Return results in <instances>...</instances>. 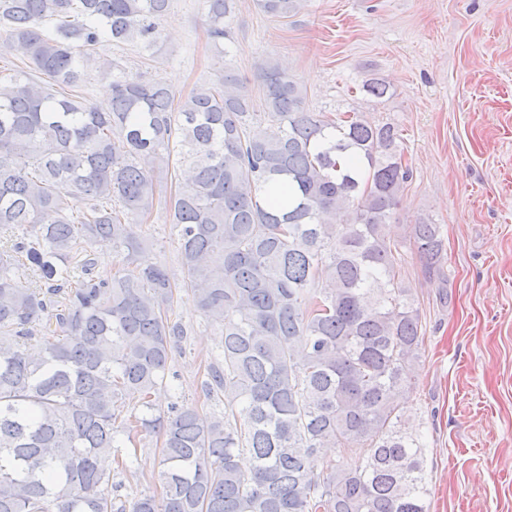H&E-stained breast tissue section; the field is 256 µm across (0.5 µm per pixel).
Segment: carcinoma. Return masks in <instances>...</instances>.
I'll use <instances>...</instances> for the list:
<instances>
[{
	"label": "carcinoma",
	"instance_id": "obj_1",
	"mask_svg": "<svg viewBox=\"0 0 512 512\" xmlns=\"http://www.w3.org/2000/svg\"><path fill=\"white\" fill-rule=\"evenodd\" d=\"M204 2L223 58L235 0ZM258 2L282 19L303 7ZM169 6L0 0V49L27 59L0 79V512H428L422 444L398 428L423 341L402 249L442 280L445 246L425 220L386 233L413 177L400 130L310 111L270 60L262 127L228 70L178 98L105 56L154 58ZM92 67L96 101L79 92ZM157 204L179 280L127 233ZM101 252L121 264L109 282ZM180 290L221 327L203 392L222 416L152 413L187 336ZM140 433L162 438V491L129 500L112 465L129 469ZM323 448L338 455L321 465Z\"/></svg>",
	"mask_w": 512,
	"mask_h": 512
}]
</instances>
